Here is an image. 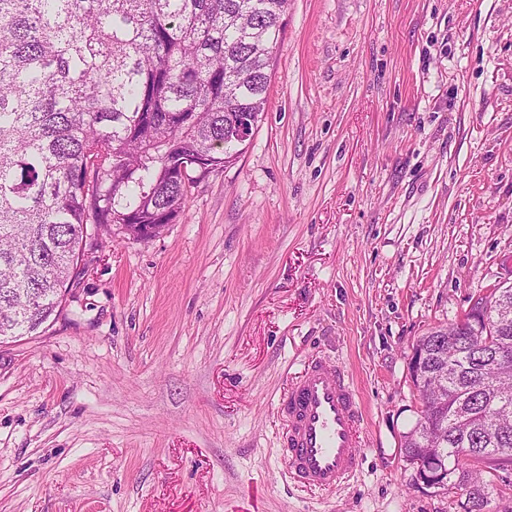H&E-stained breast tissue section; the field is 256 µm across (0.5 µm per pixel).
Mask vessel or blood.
Returning <instances> with one entry per match:
<instances>
[{
    "label": "vessel or blood",
    "mask_w": 512,
    "mask_h": 512,
    "mask_svg": "<svg viewBox=\"0 0 512 512\" xmlns=\"http://www.w3.org/2000/svg\"><path fill=\"white\" fill-rule=\"evenodd\" d=\"M284 423L281 457L294 482L329 490L363 470L361 410L349 374L308 360L278 402Z\"/></svg>",
    "instance_id": "b4317fda"
}]
</instances>
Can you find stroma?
I'll use <instances>...</instances> for the list:
<instances>
[{
    "mask_svg": "<svg viewBox=\"0 0 512 512\" xmlns=\"http://www.w3.org/2000/svg\"><path fill=\"white\" fill-rule=\"evenodd\" d=\"M264 112L159 237L100 234L0 344V512H462L414 483L409 361L512 284V0H289ZM351 375L362 474L298 489L277 404Z\"/></svg>",
    "mask_w": 512,
    "mask_h": 512,
    "instance_id": "35a3bbf8",
    "label": "stroma"
}]
</instances>
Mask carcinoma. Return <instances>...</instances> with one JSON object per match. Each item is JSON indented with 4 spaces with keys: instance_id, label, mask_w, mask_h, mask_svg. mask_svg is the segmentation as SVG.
<instances>
[{
    "instance_id": "cac0c4a2",
    "label": "carcinoma",
    "mask_w": 512,
    "mask_h": 512,
    "mask_svg": "<svg viewBox=\"0 0 512 512\" xmlns=\"http://www.w3.org/2000/svg\"><path fill=\"white\" fill-rule=\"evenodd\" d=\"M288 0H0V340L36 335L66 302L87 243L132 239L178 217L189 188L235 160L233 130L259 120ZM432 362L410 372L440 392L444 434L403 436L407 460L442 449L475 485L512 458V320L435 327ZM468 450L470 464L459 461Z\"/></svg>"
}]
</instances>
